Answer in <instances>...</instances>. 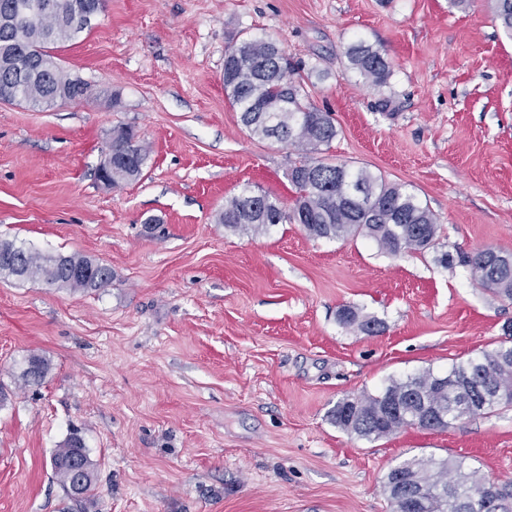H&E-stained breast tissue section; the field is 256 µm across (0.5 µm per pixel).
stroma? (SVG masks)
Listing matches in <instances>:
<instances>
[{"label": "stroma", "instance_id": "1", "mask_svg": "<svg viewBox=\"0 0 512 512\" xmlns=\"http://www.w3.org/2000/svg\"><path fill=\"white\" fill-rule=\"evenodd\" d=\"M314 72L338 135L324 156L406 185L442 226L438 250L394 258L365 237L215 221L243 187L294 204L293 148L250 135L224 93L239 31ZM358 40L391 64L345 67ZM54 54L90 98L0 102V238L112 270L74 292L0 278V512H63L51 456L79 432L96 466L87 512H392L382 487L412 456L462 455L512 479V406L444 431L352 437L328 410L503 340L512 303L437 251L512 254V38L491 0H106ZM119 126L150 148L105 187ZM378 319L346 330L341 307ZM50 362L19 378L29 354ZM347 69L359 73L374 86H383L391 74L390 62L378 48L358 41L347 46L344 52ZM50 368L49 360L38 353H32L26 358V367L21 372L24 385H39Z\"/></svg>", "mask_w": 512, "mask_h": 512}]
</instances>
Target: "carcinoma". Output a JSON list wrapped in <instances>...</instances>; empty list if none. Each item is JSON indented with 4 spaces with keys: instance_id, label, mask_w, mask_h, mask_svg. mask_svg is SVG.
<instances>
[{
    "instance_id": "cac0c4a2",
    "label": "carcinoma",
    "mask_w": 512,
    "mask_h": 512,
    "mask_svg": "<svg viewBox=\"0 0 512 512\" xmlns=\"http://www.w3.org/2000/svg\"><path fill=\"white\" fill-rule=\"evenodd\" d=\"M0 0V101L51 107L89 95V87L71 77L53 53L56 45L89 30L95 21L97 0ZM496 21L512 37V0H493ZM347 69L359 73L374 86H383L391 74L390 62L379 49L362 41L347 46ZM311 75L302 74L269 37L242 33L224 49V92L240 113L247 131L259 138H274L294 147L298 159L289 167L288 180L295 190L290 209L268 194L254 195L245 188L224 202L216 223L232 232L260 233L275 224L295 223L316 239L349 240L359 235L377 242L386 253L399 257L423 254L437 248L441 226L428 206L402 185L388 183L366 168L353 169L320 157L337 136L330 113L309 101ZM112 171L97 169V178L112 184L141 176L149 157L148 146L131 127L112 131ZM354 184L365 194L360 202L345 191ZM479 284L503 301L512 302V263L484 260L480 250L461 257ZM19 268L0 276L40 280L73 291H97L112 282L110 267L78 255L52 256L24 247ZM339 323L367 335L379 322L362 316L352 306L343 307ZM509 339L465 361L455 362L446 373L430 370L406 379H391L377 394L341 398L328 417L350 436L377 440L416 427L444 431L454 422L504 404L512 405V328ZM50 368L38 353L26 358L21 378L39 385ZM80 436L70 434L51 457L53 475L63 490L70 486L67 461L79 452ZM89 479L78 503L94 500L95 466L82 453ZM408 477L421 492L409 503L396 484V476ZM384 489L395 512H512V480L494 481L467 470L462 458L413 456L391 468Z\"/></svg>"
}]
</instances>
